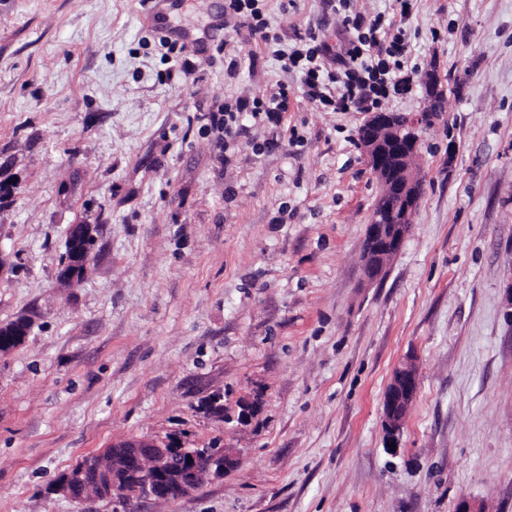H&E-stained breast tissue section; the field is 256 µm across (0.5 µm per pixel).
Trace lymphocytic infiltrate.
<instances>
[{"mask_svg":"<svg viewBox=\"0 0 512 512\" xmlns=\"http://www.w3.org/2000/svg\"><path fill=\"white\" fill-rule=\"evenodd\" d=\"M224 16L271 47L283 72L299 74L304 94L322 111L373 109L401 88L408 45L403 30L385 14L344 16L349 39L337 59L312 29L297 36L293 47L279 48L278 38L269 33L263 0H224ZM287 109L288 87L282 84L271 93L216 103L206 116V128L228 143L237 140L244 123L277 124Z\"/></svg>","mask_w":512,"mask_h":512,"instance_id":"f902f5d3","label":"lymphocytic infiltrate"}]
</instances>
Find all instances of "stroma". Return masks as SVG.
Instances as JSON below:
<instances>
[{
    "instance_id": "1",
    "label": "stroma",
    "mask_w": 512,
    "mask_h": 512,
    "mask_svg": "<svg viewBox=\"0 0 512 512\" xmlns=\"http://www.w3.org/2000/svg\"><path fill=\"white\" fill-rule=\"evenodd\" d=\"M265 9L282 45L343 40L328 0ZM143 13L0 0V324L32 322L0 354V512H512V0H416L403 24L410 89L380 109L428 112L423 191L374 283L366 113L320 110L244 28L183 51V75ZM281 83L280 125L229 148L204 130L215 102ZM73 224L97 230L67 286ZM408 358L420 386L392 450L382 401ZM170 436L237 465L164 503L54 490L113 442Z\"/></svg>"
}]
</instances>
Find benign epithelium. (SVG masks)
I'll use <instances>...</instances> for the list:
<instances>
[{
    "instance_id": "1",
    "label": "benign epithelium",
    "mask_w": 512,
    "mask_h": 512,
    "mask_svg": "<svg viewBox=\"0 0 512 512\" xmlns=\"http://www.w3.org/2000/svg\"><path fill=\"white\" fill-rule=\"evenodd\" d=\"M426 115L373 112L360 130V143L367 163L381 183L370 223L367 225L361 261L368 281L385 276L413 224L422 192V182L411 167L419 148L418 130ZM95 226L73 224L68 229L70 255L59 276L76 280L87 272L89 256L81 245L93 238ZM419 389L418 369L407 359L394 370L382 402L387 445H399L403 419ZM112 484L99 486L100 494L123 505L134 497L177 499L196 490L210 476L235 465L226 448H192L178 437L167 440L128 438L112 444ZM87 473L81 469L56 487L71 500H88Z\"/></svg>"
}]
</instances>
